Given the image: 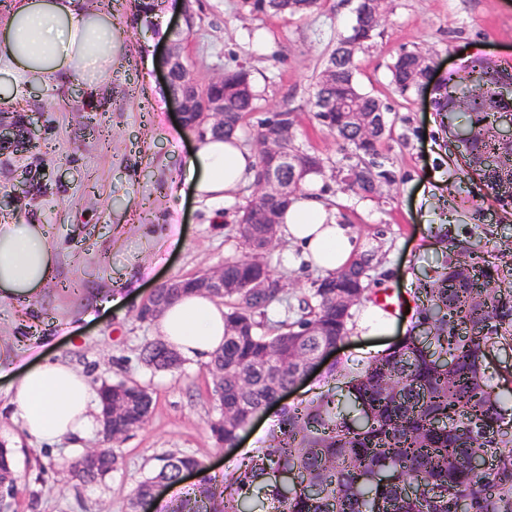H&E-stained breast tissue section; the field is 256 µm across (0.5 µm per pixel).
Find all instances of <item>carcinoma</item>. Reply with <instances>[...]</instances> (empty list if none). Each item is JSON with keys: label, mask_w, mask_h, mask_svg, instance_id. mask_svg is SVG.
Returning a JSON list of instances; mask_svg holds the SVG:
<instances>
[{"label": "carcinoma", "mask_w": 512, "mask_h": 512, "mask_svg": "<svg viewBox=\"0 0 512 512\" xmlns=\"http://www.w3.org/2000/svg\"><path fill=\"white\" fill-rule=\"evenodd\" d=\"M318 0H241L253 17L301 18ZM380 0H359L349 33L327 54L312 85L311 104L318 124L342 143L336 171L358 168L348 189L365 196L395 181L382 145L391 129L365 139L343 112L326 114V96L353 98L363 112L387 110L381 99L363 92L357 66L339 55L356 39L368 46L377 35L374 16ZM422 53L402 51L390 66L391 84L404 96L421 85L413 64ZM439 111L461 113L469 137L450 141L452 155L475 175L502 206L512 204V147L498 136L512 123V66L475 58L460 73L448 75L437 88ZM258 91L244 65L224 74V131L238 132L245 114L256 110ZM297 161L298 182L321 174L325 161L316 153L289 146ZM235 230L248 252L224 260L225 275L246 284L264 274L271 287L254 293L243 287L213 299L224 304V346L211 368L224 370L223 384L213 388L218 416L210 423L216 443L230 445L252 415L275 403L280 392L305 372L307 358L348 338L354 329V306L339 305L345 295L355 306L369 300L370 277L361 270L378 264L376 252L356 255L334 274L312 282L293 318L272 326L262 320L266 308L284 301L268 260L263 209L254 202L242 207ZM415 328L427 327L377 352L367 360L330 365L333 387L311 399L282 409L272 434L231 475H209L202 460L169 454L138 485L131 503L139 512L155 483L180 482L184 469L203 474L198 485L171 499L163 512H450L468 500L472 512H512V408L505 407L487 374L486 345L512 339V250H489L481 239L449 241L448 262L418 288ZM319 326V335L310 327ZM166 345L147 346V359L168 369ZM138 406L152 409L151 393L134 380L106 388ZM488 459L476 472L470 460ZM120 456L107 453L94 464L77 461L74 473L83 481L118 468ZM0 481L16 490L10 450L0 446Z\"/></svg>", "instance_id": "obj_1"}]
</instances>
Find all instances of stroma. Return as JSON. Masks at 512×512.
I'll use <instances>...</instances> for the list:
<instances>
[{"instance_id":"obj_1","label":"stroma","mask_w":512,"mask_h":512,"mask_svg":"<svg viewBox=\"0 0 512 512\" xmlns=\"http://www.w3.org/2000/svg\"><path fill=\"white\" fill-rule=\"evenodd\" d=\"M111 10L121 47L112 62V92L88 103L82 85L31 92L23 102L0 104V121L35 120V137L0 143V224H45L57 244L54 282L26 304L0 301V364L22 369L65 361L92 387L132 379L151 393L149 421L116 447L119 468L84 482L72 467L79 457L69 440H30L14 416L0 377V445L14 450V512H130L140 481L169 453L205 461L211 473L232 472L269 437L278 407L259 414L235 447L215 443L209 424L216 414L206 364L183 359L159 371L143 356L156 342L155 325L136 309L160 283L188 277L241 255L230 231L238 209L252 196L243 184L220 209L196 201L183 171L193 134L184 132L159 66L168 29L180 23L166 4L162 29L149 32L133 21L128 0H98ZM352 0H320L304 18L254 19L239 0H202L201 19L189 36L190 61L200 80L244 65L260 93L258 112L239 133L253 148L261 113L289 104L296 114V146L333 161L342 145L315 121L309 93L338 35L353 22ZM384 23L356 59L361 89L390 108L392 135L383 152L397 175L380 195L342 190L334 176L313 184L341 221L349 224L379 263L372 290L400 295L403 307L379 336L351 333L335 351L337 361L357 362L405 336L414 324V293L443 260L439 230L464 239L489 234L491 244L512 243V214L467 177L438 143L449 134L435 107L434 86L475 56L512 65V0H384ZM431 58V83L407 95L394 92L389 67L401 50ZM293 246L279 240L269 259L298 302L317 278L315 270L289 265ZM123 288L126 300L101 307L104 295Z\"/></svg>"}]
</instances>
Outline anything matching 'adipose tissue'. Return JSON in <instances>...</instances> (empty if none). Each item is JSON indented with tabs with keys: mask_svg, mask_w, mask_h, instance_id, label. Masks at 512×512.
I'll return each mask as SVG.
<instances>
[{
	"mask_svg": "<svg viewBox=\"0 0 512 512\" xmlns=\"http://www.w3.org/2000/svg\"><path fill=\"white\" fill-rule=\"evenodd\" d=\"M120 42L112 14L91 0H8L0 12V104L65 82L100 96L112 79ZM255 156L240 143L197 138L185 182L197 201L221 208L249 181ZM281 234L311 268L330 274L357 250L350 225L321 195L301 192L282 216ZM53 238L44 224H0V300H31L52 281ZM159 336L189 359H210L224 343V307L203 294H185L155 321ZM17 422L37 441L67 439L79 447L98 423V396L87 378L64 361H46L15 373L8 389Z\"/></svg>",
	"mask_w": 512,
	"mask_h": 512,
	"instance_id": "obj_1",
	"label": "adipose tissue"
}]
</instances>
